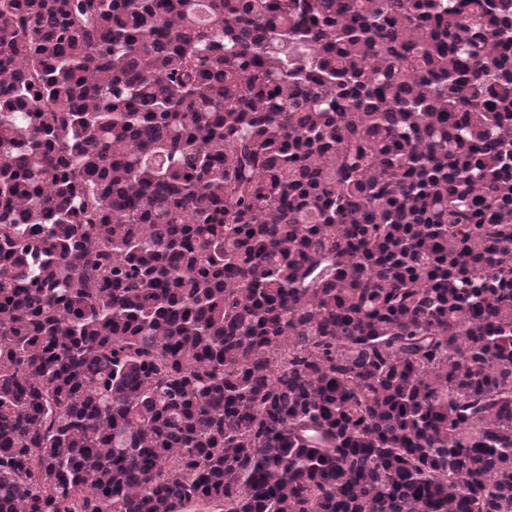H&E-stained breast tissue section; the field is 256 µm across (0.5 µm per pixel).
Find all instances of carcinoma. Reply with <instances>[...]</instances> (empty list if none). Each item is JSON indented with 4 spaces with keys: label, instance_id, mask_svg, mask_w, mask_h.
<instances>
[{
    "label": "carcinoma",
    "instance_id": "carcinoma-1",
    "mask_svg": "<svg viewBox=\"0 0 512 512\" xmlns=\"http://www.w3.org/2000/svg\"><path fill=\"white\" fill-rule=\"evenodd\" d=\"M0 0V512H512V0Z\"/></svg>",
    "mask_w": 512,
    "mask_h": 512
}]
</instances>
